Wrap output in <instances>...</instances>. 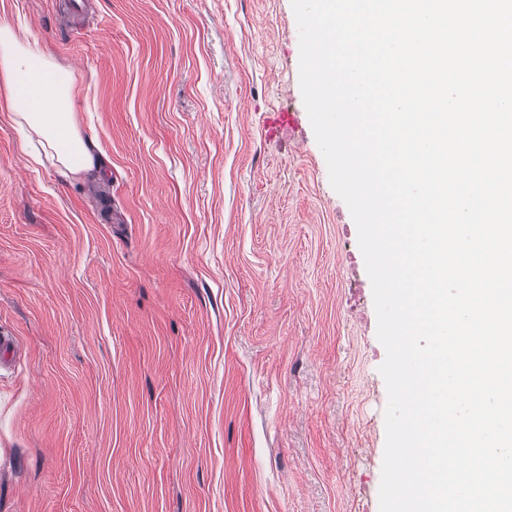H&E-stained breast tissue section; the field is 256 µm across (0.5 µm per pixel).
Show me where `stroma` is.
<instances>
[{
    "label": "stroma",
    "instance_id": "stroma-1",
    "mask_svg": "<svg viewBox=\"0 0 512 512\" xmlns=\"http://www.w3.org/2000/svg\"><path fill=\"white\" fill-rule=\"evenodd\" d=\"M0 0L96 171L0 107V512H380L386 358L291 0Z\"/></svg>",
    "mask_w": 512,
    "mask_h": 512
}]
</instances>
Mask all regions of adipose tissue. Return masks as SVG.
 Listing matches in <instances>:
<instances>
[{
  "label": "adipose tissue",
  "mask_w": 512,
  "mask_h": 512,
  "mask_svg": "<svg viewBox=\"0 0 512 512\" xmlns=\"http://www.w3.org/2000/svg\"><path fill=\"white\" fill-rule=\"evenodd\" d=\"M0 90L13 110L14 122L38 139L40 148L30 154V163L54 162L67 178L94 169L92 140L78 125L80 89L72 72L25 32L2 24Z\"/></svg>",
  "instance_id": "adipose-tissue-1"
}]
</instances>
